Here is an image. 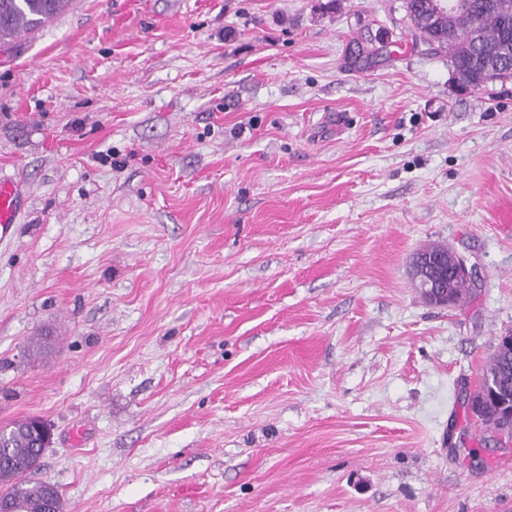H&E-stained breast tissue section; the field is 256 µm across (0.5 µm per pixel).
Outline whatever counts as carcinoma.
<instances>
[{"label":"carcinoma","instance_id":"obj_1","mask_svg":"<svg viewBox=\"0 0 512 512\" xmlns=\"http://www.w3.org/2000/svg\"><path fill=\"white\" fill-rule=\"evenodd\" d=\"M460 27L448 38L447 21L416 26L419 37L438 51L450 53L454 69L472 72L467 84L476 88L512 79V9H491L478 0H452ZM69 0H0V41L17 38L61 13ZM485 375L498 378L499 398L475 393L473 416L493 422L495 432L512 438L500 425L512 409V357L495 358ZM0 500L8 512H64L57 486L36 473L44 451L34 419L18 420L0 431Z\"/></svg>","mask_w":512,"mask_h":512}]
</instances>
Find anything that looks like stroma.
Here are the masks:
<instances>
[{"mask_svg":"<svg viewBox=\"0 0 512 512\" xmlns=\"http://www.w3.org/2000/svg\"><path fill=\"white\" fill-rule=\"evenodd\" d=\"M71 0L0 42V429L66 512H512V81L403 0ZM465 254L429 305L410 262ZM20 205V191L10 182L0 181V234L15 224ZM492 364L486 368L484 379L486 376L499 377V397L503 402V406L499 400L492 396H483L480 391L475 393L474 403L471 406V412L474 417H477L481 421L488 423L490 418L494 423L495 432L501 437H507L511 440L512 430L505 428L506 423L500 426V420L503 418L508 421L509 414L508 410L512 409V357L511 358H495ZM507 401V403L505 402Z\"/></svg>","mask_w":512,"mask_h":512,"instance_id":"stroma-1","label":"stroma"}]
</instances>
